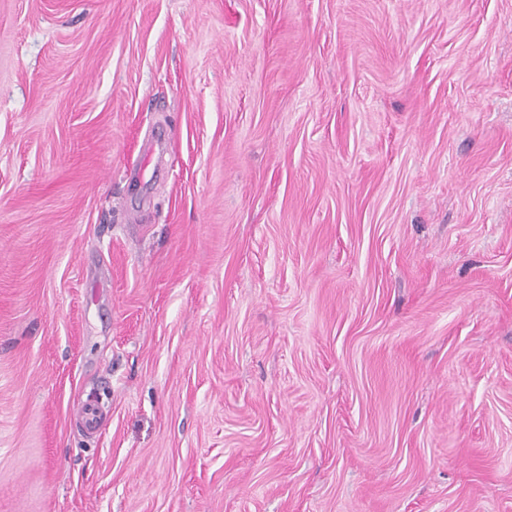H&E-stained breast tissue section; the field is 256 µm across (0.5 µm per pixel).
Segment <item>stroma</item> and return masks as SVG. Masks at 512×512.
<instances>
[{"instance_id":"obj_1","label":"stroma","mask_w":512,"mask_h":512,"mask_svg":"<svg viewBox=\"0 0 512 512\" xmlns=\"http://www.w3.org/2000/svg\"><path fill=\"white\" fill-rule=\"evenodd\" d=\"M0 512H512V0H0Z\"/></svg>"}]
</instances>
